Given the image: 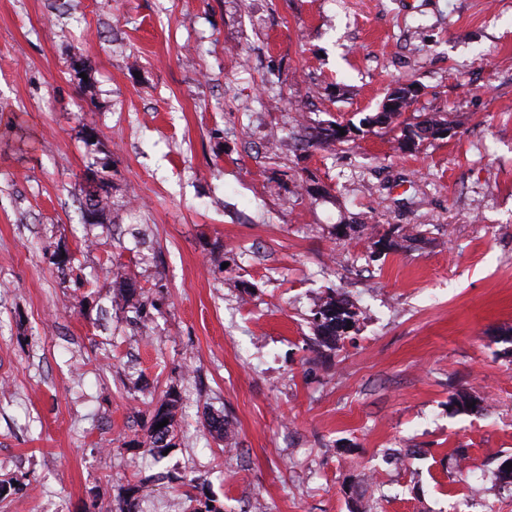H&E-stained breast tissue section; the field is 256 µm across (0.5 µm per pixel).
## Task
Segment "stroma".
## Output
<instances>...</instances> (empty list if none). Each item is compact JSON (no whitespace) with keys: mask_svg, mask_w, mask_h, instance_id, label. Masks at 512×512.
<instances>
[{"mask_svg":"<svg viewBox=\"0 0 512 512\" xmlns=\"http://www.w3.org/2000/svg\"><path fill=\"white\" fill-rule=\"evenodd\" d=\"M398 83L448 136L363 126ZM509 460L512 0H0V512H512ZM353 303L342 294H329L319 298L317 309L314 313L313 323L319 346L330 350L336 347L338 340L344 331L336 326V321H351L357 315L353 310ZM316 316V319H315ZM179 403V397L172 393L151 412L148 425L149 449L153 455L162 456L163 452L169 447L175 446L173 443L176 431L175 410ZM168 419V424L162 428L156 429L159 422Z\"/></svg>","mask_w":512,"mask_h":512,"instance_id":"1","label":"stroma"}]
</instances>
